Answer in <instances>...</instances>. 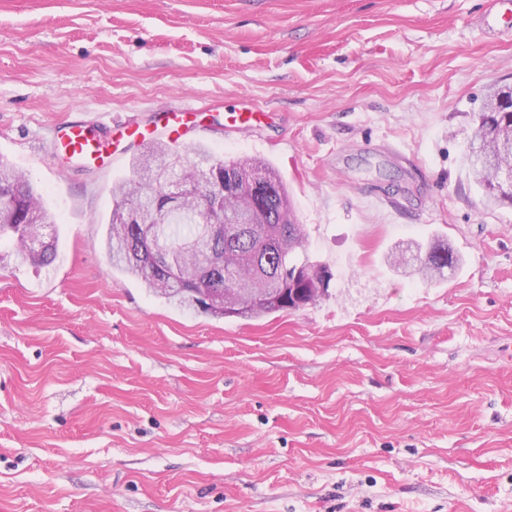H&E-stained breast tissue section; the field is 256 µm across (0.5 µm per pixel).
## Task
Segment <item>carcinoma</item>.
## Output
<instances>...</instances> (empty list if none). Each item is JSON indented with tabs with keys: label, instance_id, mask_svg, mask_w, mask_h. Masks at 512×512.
Wrapping results in <instances>:
<instances>
[{
	"label": "carcinoma",
	"instance_id": "carcinoma-1",
	"mask_svg": "<svg viewBox=\"0 0 512 512\" xmlns=\"http://www.w3.org/2000/svg\"><path fill=\"white\" fill-rule=\"evenodd\" d=\"M512 127V112H481L474 139L486 138ZM207 168L226 178L238 174L259 171L268 177L257 192L247 197L235 194L224 196L217 208L216 216L230 217L243 208L252 207L262 224L274 225L285 233V239L274 240L261 237L252 224H226L224 237L212 249V261L204 273V286L225 290L233 288L247 293L263 287L258 267L268 264L273 274L291 282L287 303L264 305L252 309L244 316L266 315L301 308L304 291L318 282L329 288L332 273L323 263L313 261L306 249L292 250L288 242L303 238L300 225L293 214L288 191L277 172L265 161L249 158H224L215 155L202 145L186 144L175 150L163 142L147 145L135 158L132 175L112 186V209L108 218L103 247L112 269L140 279L148 291L181 308L197 309L194 292L199 290L195 277L200 267L196 256L183 250L184 242L193 234V224L174 223L169 237L171 258L165 263L132 264L125 261L126 253H149L148 240L152 224H126L123 212L128 204L139 201L152 208L158 203L163 210L161 198L163 187L157 182L169 174L183 169L182 177L192 179L197 168ZM14 208L23 213L19 224H1L0 237L9 235L19 243L27 234H36L37 228L47 220L40 197L23 177L11 168L0 165V207ZM418 274L424 280L444 275V270L454 269L457 258L448 251V245L434 242L418 256Z\"/></svg>",
	"mask_w": 512,
	"mask_h": 512
}]
</instances>
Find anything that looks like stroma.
Returning a JSON list of instances; mask_svg holds the SVG:
<instances>
[{"instance_id":"stroma-1","label":"stroma","mask_w":512,"mask_h":512,"mask_svg":"<svg viewBox=\"0 0 512 512\" xmlns=\"http://www.w3.org/2000/svg\"><path fill=\"white\" fill-rule=\"evenodd\" d=\"M487 0H0V163L48 267L0 239V512H512V207L464 160L512 34ZM247 99L270 125L224 114ZM202 107L183 137L268 161L329 294L221 317L112 272L113 182L58 126ZM447 242L453 274L392 265ZM14 208L23 213L19 223L27 220L26 224H1L0 237L10 235L14 241H21L27 234L36 235L37 228L45 224L47 211L40 197L27 184L23 177L11 168L0 165V208Z\"/></svg>"}]
</instances>
